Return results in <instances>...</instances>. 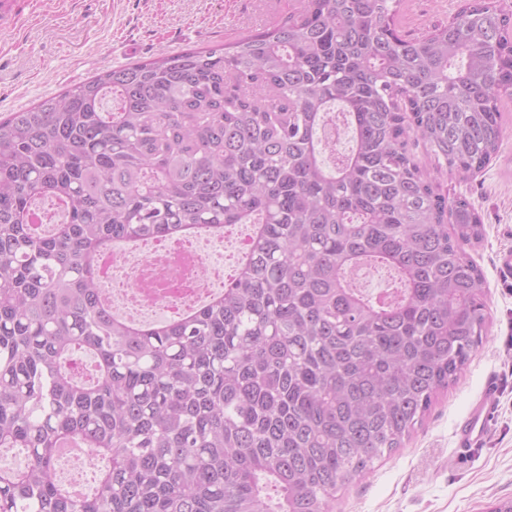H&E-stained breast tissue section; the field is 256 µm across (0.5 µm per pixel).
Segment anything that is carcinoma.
I'll list each match as a JSON object with an SVG mask.
<instances>
[{
  "mask_svg": "<svg viewBox=\"0 0 512 512\" xmlns=\"http://www.w3.org/2000/svg\"><path fill=\"white\" fill-rule=\"evenodd\" d=\"M404 17L297 0L0 118V448L27 453L0 512H332L460 377L488 319L482 218L409 142L450 173L490 164L512 9ZM337 106L353 145L330 166ZM48 198L65 214L39 231ZM234 224L251 232L221 296L143 327L112 312L99 250ZM381 267L395 287L357 288ZM67 443L106 461L91 498L56 478Z\"/></svg>",
  "mask_w": 512,
  "mask_h": 512,
  "instance_id": "1",
  "label": "carcinoma"
}]
</instances>
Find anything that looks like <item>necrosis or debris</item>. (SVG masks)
<instances>
[{
    "label": "necrosis or debris",
    "mask_w": 512,
    "mask_h": 512,
    "mask_svg": "<svg viewBox=\"0 0 512 512\" xmlns=\"http://www.w3.org/2000/svg\"><path fill=\"white\" fill-rule=\"evenodd\" d=\"M223 263L212 262L201 242L139 241L120 248L105 262L102 281L113 307L140 318L154 308L174 314L212 293Z\"/></svg>",
    "instance_id": "1"
}]
</instances>
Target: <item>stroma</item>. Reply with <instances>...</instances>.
<instances>
[{
  "mask_svg": "<svg viewBox=\"0 0 512 512\" xmlns=\"http://www.w3.org/2000/svg\"><path fill=\"white\" fill-rule=\"evenodd\" d=\"M293 0H34L14 33L0 35V116L29 108L91 77L159 54L217 46L249 33L252 18L288 13ZM499 153L469 180L414 154L440 193L462 194L483 218L470 253L487 281L482 345L438 395L403 448L375 459L336 497L334 512H488L512 500V281L497 269L512 250V112ZM495 414L483 443L457 432L487 385Z\"/></svg>",
  "mask_w": 512,
  "mask_h": 512,
  "instance_id": "obj_1",
  "label": "stroma"
}]
</instances>
